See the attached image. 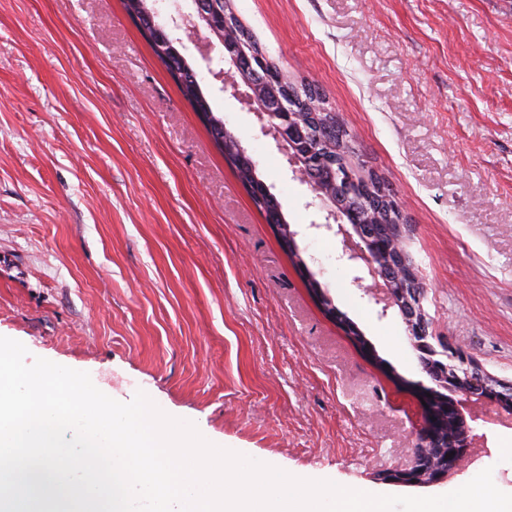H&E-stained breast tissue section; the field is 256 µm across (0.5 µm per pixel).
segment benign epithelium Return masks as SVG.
<instances>
[{"instance_id": "1", "label": "benign epithelium", "mask_w": 512, "mask_h": 512, "mask_svg": "<svg viewBox=\"0 0 512 512\" xmlns=\"http://www.w3.org/2000/svg\"><path fill=\"white\" fill-rule=\"evenodd\" d=\"M192 3L191 16H171L163 24L159 21L158 6L154 5L136 17V22L143 30L165 40L178 59L183 58L179 50L183 46L180 32L187 19H196L219 41L224 67L214 70L209 57L206 59L207 70L222 81V91L230 92L254 112L261 133L271 137L276 146L286 152L292 175L312 188L320 201L323 221L310 224V228L340 240L341 252L337 260L348 268L351 283L362 291V295L381 307V315H386L391 308L398 311L429 380L427 384L419 381L417 386L432 393L439 388L448 391V421L456 429L455 435L448 438V452L452 456L443 458L436 454L438 444L425 408L414 463L408 468L382 473L381 481L403 488H426L449 482L461 472L463 462L469 459L470 448L469 430L455 395L487 400L511 411L512 386L503 384L501 390L494 389L478 366L472 370L467 383H448V361L461 359L463 354L449 347L439 351L431 342L432 322L423 307V289L398 287L404 274L412 271L403 250L400 226H380L376 224L380 220L378 215L368 211L363 219L357 211L338 202L333 192L335 180L356 183L358 176L350 169L342 174H326L322 151L331 148L332 144L312 136L306 123L300 121L299 114L288 106L286 99L270 91L273 71L266 56L250 57L245 44L231 30L228 16L224 15V0H192Z\"/></svg>"}]
</instances>
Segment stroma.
<instances>
[{"mask_svg":"<svg viewBox=\"0 0 512 512\" xmlns=\"http://www.w3.org/2000/svg\"><path fill=\"white\" fill-rule=\"evenodd\" d=\"M290 81L315 84L406 217L433 334L512 384V0H234ZM300 254L386 367L311 296L124 0H0V336L144 391L208 441L291 475L399 494L425 374L363 299L308 184L202 74ZM467 471L512 491V412L465 401Z\"/></svg>","mask_w":512,"mask_h":512,"instance_id":"stroma-1","label":"stroma"}]
</instances>
